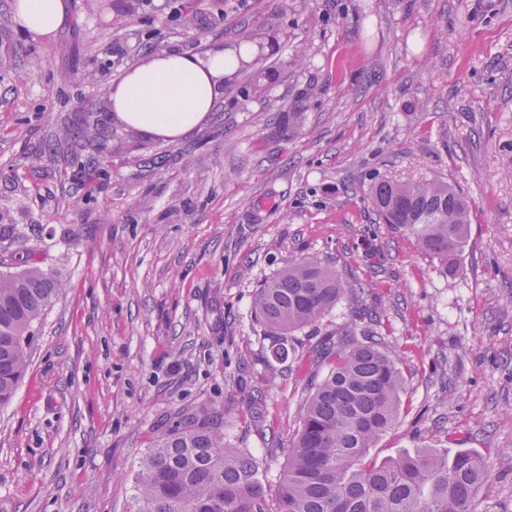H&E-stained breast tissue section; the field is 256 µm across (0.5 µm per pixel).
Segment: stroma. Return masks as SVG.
Returning <instances> with one entry per match:
<instances>
[{"mask_svg":"<svg viewBox=\"0 0 512 512\" xmlns=\"http://www.w3.org/2000/svg\"><path fill=\"white\" fill-rule=\"evenodd\" d=\"M37 40L0 0V271L31 258L62 286L0 407V512H137L134 477L170 414L222 413L278 493L326 333L364 329L405 368L403 410L370 458L477 452L476 512H512V0H67ZM262 49L194 133L118 124L125 66L170 49ZM300 111L286 133L278 113ZM94 121V147L66 137ZM107 172L86 200L81 167ZM461 187L472 223L446 272L367 203L380 178ZM314 256L355 284L269 370L257 285Z\"/></svg>","mask_w":512,"mask_h":512,"instance_id":"35a3bbf8","label":"stroma"}]
</instances>
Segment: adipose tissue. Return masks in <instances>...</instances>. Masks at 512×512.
Here are the masks:
<instances>
[{
    "mask_svg": "<svg viewBox=\"0 0 512 512\" xmlns=\"http://www.w3.org/2000/svg\"><path fill=\"white\" fill-rule=\"evenodd\" d=\"M19 29L32 37L59 30L64 0H14ZM251 44L232 50L217 45L201 53L165 50L133 65L114 85L116 120L143 135L176 142L202 125L224 96V81L253 58Z\"/></svg>",
    "mask_w": 512,
    "mask_h": 512,
    "instance_id": "obj_1",
    "label": "adipose tissue"
}]
</instances>
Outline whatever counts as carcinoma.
Instances as JSON below:
<instances>
[{
  "label": "carcinoma",
  "instance_id": "carcinoma-1",
  "mask_svg": "<svg viewBox=\"0 0 512 512\" xmlns=\"http://www.w3.org/2000/svg\"><path fill=\"white\" fill-rule=\"evenodd\" d=\"M83 176L92 198L101 171L85 166ZM368 203L383 223L412 235L418 249L448 272L459 270L471 224L461 189L441 179H380ZM60 290L50 273L22 261L0 273V405L15 393L35 324ZM351 295L352 285L317 258L290 261L263 281L253 313L274 338L271 360L287 361L289 336ZM380 341L365 330L322 345L318 360L329 370L303 404L275 500L256 462L224 439L217 413L181 409L175 426L142 458L135 481L139 512H474L489 472L470 452L423 448L365 462L401 414L403 373Z\"/></svg>",
  "mask_w": 512,
  "mask_h": 512
}]
</instances>
